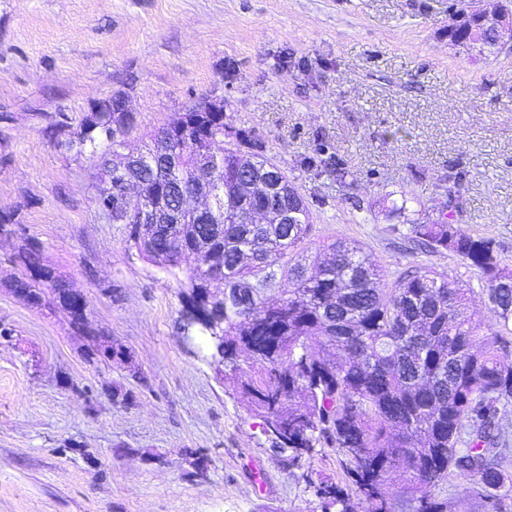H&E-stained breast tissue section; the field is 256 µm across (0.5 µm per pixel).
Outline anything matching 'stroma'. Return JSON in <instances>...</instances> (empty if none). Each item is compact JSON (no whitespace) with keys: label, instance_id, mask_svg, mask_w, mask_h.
<instances>
[{"label":"stroma","instance_id":"35a3bbf8","mask_svg":"<svg viewBox=\"0 0 512 512\" xmlns=\"http://www.w3.org/2000/svg\"><path fill=\"white\" fill-rule=\"evenodd\" d=\"M453 0H0V512H321L318 484L366 512L332 448L292 464L219 375L211 343L184 329L189 284L105 221L99 154L59 148L115 96L136 117L126 149L215 99L297 186L314 234L397 273L429 267L470 291L484 331L498 319L481 275L449 252L394 242L385 193L451 188L453 222L495 239L512 269V48L480 56L448 40ZM68 115L70 126L53 125ZM403 130V139L389 134ZM82 294L89 327L130 360L87 361L59 310L10 283L23 242ZM128 391L131 401L113 398ZM202 476L187 480L185 451ZM448 512H485L474 481L437 491Z\"/></svg>","mask_w":512,"mask_h":512}]
</instances>
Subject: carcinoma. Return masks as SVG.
I'll return each instance as SVG.
<instances>
[{"instance_id":"1","label":"carcinoma","mask_w":512,"mask_h":512,"mask_svg":"<svg viewBox=\"0 0 512 512\" xmlns=\"http://www.w3.org/2000/svg\"><path fill=\"white\" fill-rule=\"evenodd\" d=\"M134 126L112 112H92L81 119L77 142L122 145ZM168 126V142L159 132L151 147L178 152L183 175L194 169L197 151L224 142V113L181 112ZM224 150L223 207L240 212L236 224L160 227L148 260L188 273L190 317L202 331H224V354L250 352L256 371L244 384L259 416L275 425L276 444L300 461L317 447L334 448L342 456L356 493L367 512H394L403 496L415 512H444L434 489L450 476L477 481L486 512H509L500 494L501 459L512 434L503 413L512 407V269L502 264L496 242L462 232L452 224L439 196L391 201L388 215L399 217L409 205L439 213L429 224H410L391 231L421 252H450L482 273L487 303L498 329L485 333L470 310L468 289L450 276L427 267L399 273L392 287L382 288L381 270L352 242L328 245L332 259L311 274L291 253L312 230L310 212L293 182L253 151ZM269 181H282V192L269 197L244 189L254 169ZM165 165L146 167L145 191L165 205L179 200L184 187L166 179ZM279 206L293 212V223L255 224L253 209ZM210 246L224 265V308L208 303L213 281L200 257ZM17 259L34 277L10 283L13 293L36 307L67 313L78 332L87 335L88 358L130 356L123 347L96 344L87 328L84 297L43 267L37 250L25 244ZM292 288L271 295L277 276ZM403 465V484L391 487L390 473ZM323 507L352 512L336 487L317 490Z\"/></svg>"}]
</instances>
